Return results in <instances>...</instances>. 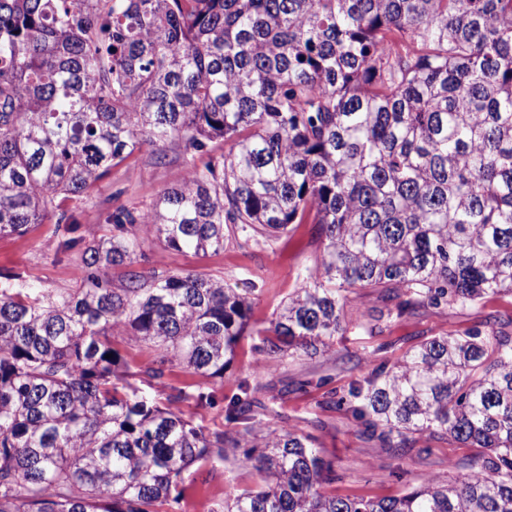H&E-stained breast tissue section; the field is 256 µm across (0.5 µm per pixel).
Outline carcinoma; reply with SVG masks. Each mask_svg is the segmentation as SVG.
Here are the masks:
<instances>
[{"instance_id": "obj_1", "label": "carcinoma", "mask_w": 512, "mask_h": 512, "mask_svg": "<svg viewBox=\"0 0 512 512\" xmlns=\"http://www.w3.org/2000/svg\"><path fill=\"white\" fill-rule=\"evenodd\" d=\"M169 144L177 185L112 210L108 237L69 236L61 200L145 146L165 163ZM48 220L67 233L56 254L84 245L90 272L63 293L0 280V512H159L229 448L266 484L213 512H512V332L497 319L424 340L335 401L398 454L424 434L481 449L446 483L350 499L248 381L224 406L232 434L171 409L214 404L163 365L224 376L246 295L198 272L109 277L143 232L205 255L310 220L319 259L256 331L273 358L331 352L356 289L386 300L375 328L512 294V0H0V236ZM116 330L159 363L132 372ZM138 374L170 388L167 406Z\"/></svg>"}]
</instances>
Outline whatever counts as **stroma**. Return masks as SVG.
Masks as SVG:
<instances>
[{
	"label": "stroma",
	"instance_id": "stroma-1",
	"mask_svg": "<svg viewBox=\"0 0 512 512\" xmlns=\"http://www.w3.org/2000/svg\"><path fill=\"white\" fill-rule=\"evenodd\" d=\"M151 147L113 166L109 174L81 197L67 199L63 208L70 210L79 234L103 236L111 228L105 222L108 211L116 207L145 209L184 174L181 160L168 156L165 164L150 161ZM62 236L57 224L48 221L32 225L22 236H0V273L18 272L37 287L65 291L79 287L88 269L80 250L56 256L55 247ZM143 256L134 270H173L206 272L224 277L241 292L249 294L252 304L250 328L269 320L287 297L314 267L320 254L318 227L292 224L286 233L256 246L235 236L223 250L194 255L160 248L152 237H145ZM376 291L360 289L349 294L345 307L348 327L335 338L333 352L286 357L279 361L254 348L252 336H241L223 376L204 378L178 362L165 364V380L170 386L212 394V406L198 408L180 404L182 414L205 429L228 430L224 419L226 398L236 393L241 381L254 377L270 382L276 398L278 418L272 426L311 435L322 454L332 460L336 479L327 490L343 498H383L398 494L424 480L447 481L449 463H465L475 449L445 439L416 444L405 454H396L384 446L364 425L343 411L324 408V391L345 394L352 380L367 375L383 361L401 359L425 338L450 333L456 336L481 326L486 317H496L502 324L512 323V295L493 294L475 309L428 312L404 317L371 329L369 315L379 307ZM325 386H317V379ZM261 476L252 469L240 468L233 459L200 467L177 489L178 499L166 506V512H212L216 503L234 491L260 483Z\"/></svg>",
	"mask_w": 512,
	"mask_h": 512
}]
</instances>
